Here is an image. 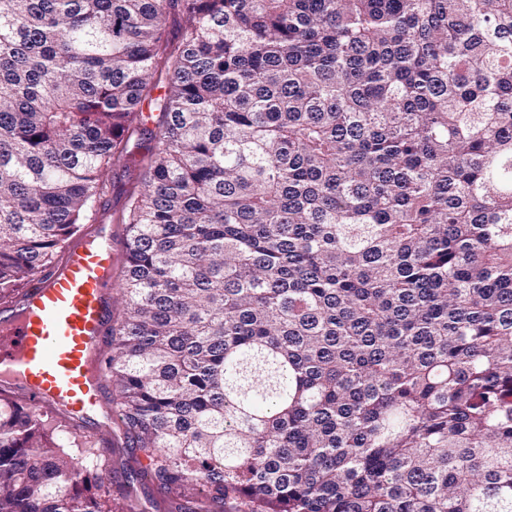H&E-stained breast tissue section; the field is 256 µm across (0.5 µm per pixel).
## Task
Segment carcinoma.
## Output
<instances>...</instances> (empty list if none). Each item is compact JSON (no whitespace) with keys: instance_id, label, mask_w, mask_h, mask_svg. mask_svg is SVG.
I'll return each mask as SVG.
<instances>
[{"instance_id":"cac0c4a2","label":"carcinoma","mask_w":512,"mask_h":512,"mask_svg":"<svg viewBox=\"0 0 512 512\" xmlns=\"http://www.w3.org/2000/svg\"><path fill=\"white\" fill-rule=\"evenodd\" d=\"M137 168L101 381L168 512H512V0H0V302ZM113 465L0 397V512Z\"/></svg>"}]
</instances>
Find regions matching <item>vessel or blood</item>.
Here are the masks:
<instances>
[{
  "mask_svg": "<svg viewBox=\"0 0 512 512\" xmlns=\"http://www.w3.org/2000/svg\"><path fill=\"white\" fill-rule=\"evenodd\" d=\"M113 262L111 236L86 234L31 280L25 309L0 311V380L30 405L82 415L102 406L96 356L112 329Z\"/></svg>",
  "mask_w": 512,
  "mask_h": 512,
  "instance_id": "b4317fda",
  "label": "vessel or blood"
}]
</instances>
